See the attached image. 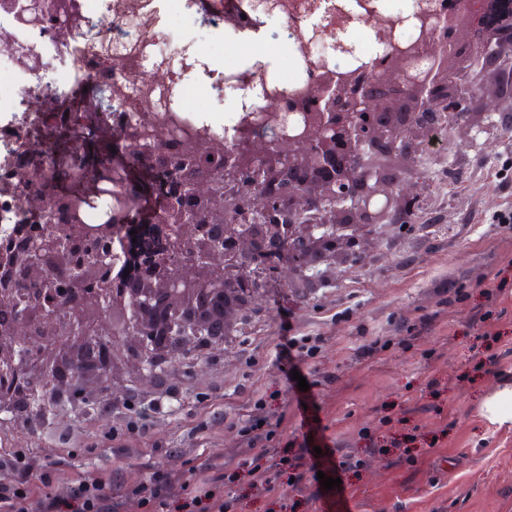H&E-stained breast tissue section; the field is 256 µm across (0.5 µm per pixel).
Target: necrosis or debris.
Instances as JSON below:
<instances>
[{
  "mask_svg": "<svg viewBox=\"0 0 512 512\" xmlns=\"http://www.w3.org/2000/svg\"><path fill=\"white\" fill-rule=\"evenodd\" d=\"M184 9L200 7L201 25L223 33L229 3L246 8L248 0H76L87 21V36L79 52H71L72 35L62 17L48 9L43 22H26L23 0H0V234L15 224L35 222L39 204L27 200L24 164L49 162L68 147L86 148L85 165L96 168L100 158L111 157L122 140L130 117L151 122L155 110L145 90L147 67L163 66L165 85L178 88L181 96L199 99L210 107L224 100V83L232 81L240 96L252 95V87L239 81L238 69L211 71L203 87L184 80L176 66L177 40L164 22L159 2ZM137 15L138 29L127 18ZM281 28L272 46L290 53L291 66L273 79L281 94L271 107H285V95L305 89L304 61L291 31L287 13H280ZM129 43L139 50L120 60L105 58V43ZM114 94L104 104V91Z\"/></svg>",
  "mask_w": 512,
  "mask_h": 512,
  "instance_id": "obj_1",
  "label": "necrosis or debris"
}]
</instances>
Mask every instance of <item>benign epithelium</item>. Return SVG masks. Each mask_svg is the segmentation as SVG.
Returning <instances> with one entry per match:
<instances>
[{
  "instance_id": "1",
  "label": "benign epithelium",
  "mask_w": 512,
  "mask_h": 512,
  "mask_svg": "<svg viewBox=\"0 0 512 512\" xmlns=\"http://www.w3.org/2000/svg\"><path fill=\"white\" fill-rule=\"evenodd\" d=\"M381 2L333 0L325 9L330 26L322 16L306 27L315 14L310 0H250V11L286 9L296 34L305 27L310 40L330 42L318 61L306 58L316 73L307 94L288 100L298 124L272 140L252 136L226 157L224 181L231 186L248 171L253 185L245 205L230 191L224 197L232 223L131 224L124 203L120 224H61L56 236L39 224L13 226L8 239L21 250L0 246V377L26 369L31 357L40 362L29 385L0 390L1 422L27 413L30 432L40 434L49 420L43 401L63 382L96 401L100 384H110L106 372L119 343L139 351L145 375L199 340L223 344L224 326L253 294L250 262L272 264L276 277L287 270L319 280L321 264L355 254L360 237L397 223L420 200L415 181L393 160L419 157L449 128L473 142L487 133L474 114L489 119L505 104L512 112V0H442L436 12L429 0H412L411 11L394 19ZM226 22L260 31L249 15L232 13ZM362 23L372 24L379 45L366 60L351 39ZM274 196L285 199L277 212L269 207ZM253 223L275 228L257 238L243 232ZM133 230L147 244L121 259L103 254L96 287H84L82 266L72 272V287L33 288L16 304L9 278L17 269L26 279L43 277L66 242ZM189 244L200 247L193 262L181 260ZM118 259L124 271L114 280Z\"/></svg>"
}]
</instances>
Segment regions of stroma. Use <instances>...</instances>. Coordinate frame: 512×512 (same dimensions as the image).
I'll list each match as a JSON object with an SVG mask.
<instances>
[{
	"mask_svg": "<svg viewBox=\"0 0 512 512\" xmlns=\"http://www.w3.org/2000/svg\"><path fill=\"white\" fill-rule=\"evenodd\" d=\"M407 177L422 178L410 223L381 224L356 259L328 266L311 288L271 284L236 314L223 345L167 366L159 381L116 358L112 383L138 399L161 398L145 434L113 450L131 413L52 419L44 434L0 428V455L31 448L56 460L55 486L106 473L113 492L151 466L185 471L223 455L243 496L242 512H512V424L490 422L484 401L512 387V284L489 294L512 262V129L477 142L442 135ZM489 317L470 325L477 310ZM429 326L413 328L421 318ZM306 336L311 352L293 339ZM309 389L302 392L293 372ZM267 419L271 447L328 471L315 447L355 454L339 487L297 492L281 482L275 499L256 497L243 464V430Z\"/></svg>",
	"mask_w": 512,
	"mask_h": 512,
	"instance_id": "obj_1",
	"label": "stroma"
}]
</instances>
